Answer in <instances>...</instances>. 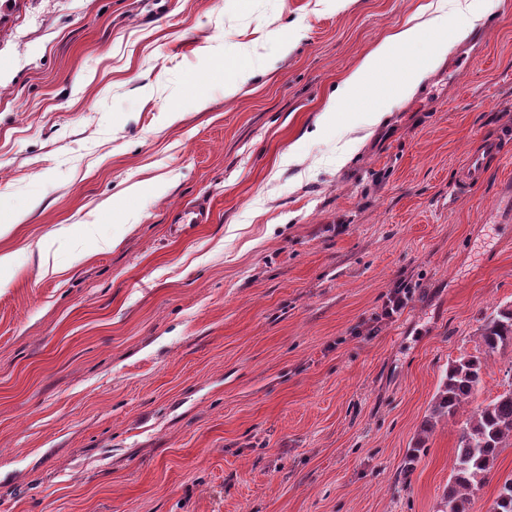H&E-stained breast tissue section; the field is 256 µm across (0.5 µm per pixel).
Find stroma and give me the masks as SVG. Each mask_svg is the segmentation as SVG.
<instances>
[{
    "mask_svg": "<svg viewBox=\"0 0 512 512\" xmlns=\"http://www.w3.org/2000/svg\"><path fill=\"white\" fill-rule=\"evenodd\" d=\"M434 18L472 35L381 124L365 96L320 124L390 30ZM502 133L512 0H19L0 512H447L466 416L420 429L512 305V139L455 187ZM509 389L505 348L471 404ZM502 150L500 138L484 141L480 150L471 152L462 166L460 185L463 192L472 186L478 185L484 178L486 160L489 156L499 153Z\"/></svg>",
    "mask_w": 512,
    "mask_h": 512,
    "instance_id": "35a3bbf8",
    "label": "stroma"
}]
</instances>
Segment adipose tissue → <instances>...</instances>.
I'll list each match as a JSON object with an SVG mask.
<instances>
[{
    "mask_svg": "<svg viewBox=\"0 0 512 512\" xmlns=\"http://www.w3.org/2000/svg\"><path fill=\"white\" fill-rule=\"evenodd\" d=\"M468 35V29L462 26L456 27L451 33L446 32L444 27H437L435 38L430 40L426 39L424 30L417 26L394 31L344 79L336 91L335 98L322 113V122L336 121L339 112L348 103L366 95L376 103L374 111L368 117V122L372 125L379 124L386 115L383 106L384 99L404 97L412 93L427 77L431 64L445 56L448 51L449 39L461 41ZM422 42L427 45L424 61H399L401 66L399 81L377 80L376 75L383 64L397 61L398 50L409 49Z\"/></svg>",
    "mask_w": 512,
    "mask_h": 512,
    "instance_id": "ef3b65f1",
    "label": "adipose tissue"
}]
</instances>
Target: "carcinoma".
Wrapping results in <instances>:
<instances>
[{
  "label": "carcinoma",
  "mask_w": 512,
  "mask_h": 512,
  "mask_svg": "<svg viewBox=\"0 0 512 512\" xmlns=\"http://www.w3.org/2000/svg\"><path fill=\"white\" fill-rule=\"evenodd\" d=\"M480 341L490 355L512 346V306L499 308L480 327ZM486 358L470 355L448 365L424 422L418 447L439 421L455 416L470 403L482 382ZM512 447V389L472 410L461 427L444 502L449 512H470L472 497L492 478L495 463ZM492 512H512V475L499 486Z\"/></svg>",
  "instance_id": "cac0c4a2"
}]
</instances>
